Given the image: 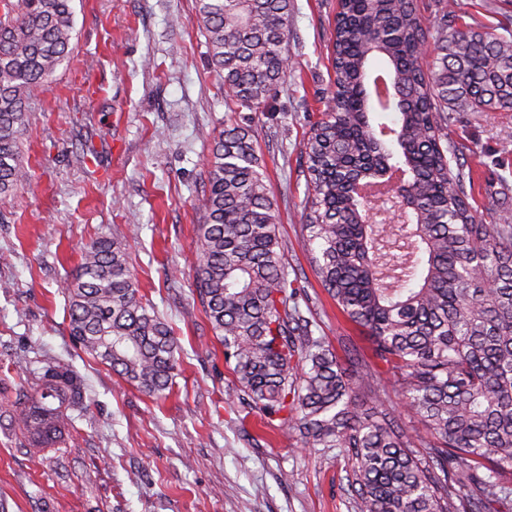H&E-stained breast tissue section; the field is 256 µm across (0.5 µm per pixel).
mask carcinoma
<instances>
[{
    "label": "carcinoma",
    "instance_id": "obj_1",
    "mask_svg": "<svg viewBox=\"0 0 512 512\" xmlns=\"http://www.w3.org/2000/svg\"><path fill=\"white\" fill-rule=\"evenodd\" d=\"M291 0H196L209 63L237 117L214 138L193 281L242 403L308 448H340L359 512H489L512 500V224L468 203L455 112L512 108V34L425 24L416 0H337L335 90L303 140V240L316 277L370 343L352 376L295 305L250 117L288 77ZM71 0H0V196L28 182L19 159L30 99L68 56ZM433 60L424 69L425 50ZM410 177L403 197L395 173ZM399 213L369 224L372 206ZM83 351L156 399L177 376L178 338L138 296L125 244L95 238L63 285ZM386 378H380L378 368ZM395 389L424 427L385 408ZM9 424L45 447L82 403L78 375L33 373Z\"/></svg>",
    "mask_w": 512,
    "mask_h": 512
}]
</instances>
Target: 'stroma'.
Segmentation results:
<instances>
[{
  "label": "stroma",
  "mask_w": 512,
  "mask_h": 512,
  "mask_svg": "<svg viewBox=\"0 0 512 512\" xmlns=\"http://www.w3.org/2000/svg\"><path fill=\"white\" fill-rule=\"evenodd\" d=\"M463 22L512 29V0H417ZM285 45L293 68L252 115L275 203L284 261L301 273L315 335L335 351L368 343L315 277L301 236V150L333 87L336 0H293ZM71 54L32 96L21 144L27 184L0 198V377L21 382L44 362L73 366L84 401L76 432L34 455L0 425V502L8 512H357L337 448L241 418L233 375L192 278L204 162L229 118L208 63L195 0H72ZM469 202L483 222H512V109L463 112ZM90 139L95 154L80 156ZM122 239L139 296L173 327L180 371L155 399L119 382L68 330L61 288L84 243Z\"/></svg>",
  "instance_id": "obj_1"
}]
</instances>
